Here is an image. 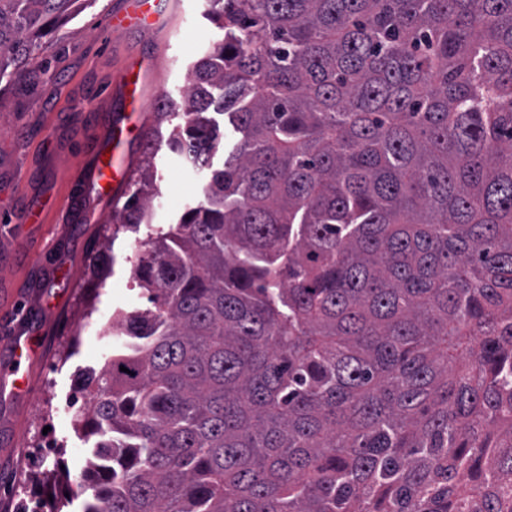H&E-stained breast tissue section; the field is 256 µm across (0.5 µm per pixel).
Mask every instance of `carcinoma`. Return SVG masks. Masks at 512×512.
Listing matches in <instances>:
<instances>
[{
	"mask_svg": "<svg viewBox=\"0 0 512 512\" xmlns=\"http://www.w3.org/2000/svg\"><path fill=\"white\" fill-rule=\"evenodd\" d=\"M75 2L0 0L1 78ZM208 4L201 199L81 377V512H512V0Z\"/></svg>",
	"mask_w": 512,
	"mask_h": 512,
	"instance_id": "cac0c4a2",
	"label": "carcinoma"
}]
</instances>
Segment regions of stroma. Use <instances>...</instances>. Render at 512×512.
<instances>
[{
	"label": "stroma",
	"mask_w": 512,
	"mask_h": 512,
	"mask_svg": "<svg viewBox=\"0 0 512 512\" xmlns=\"http://www.w3.org/2000/svg\"><path fill=\"white\" fill-rule=\"evenodd\" d=\"M120 2L78 0L70 17L52 22L38 42L48 68L34 70L24 83L0 82V512L20 504L26 512H48L41 479L53 466L65 475L61 504L79 512L86 496L80 474L90 453L74 426L89 409L77 377L102 368L110 356L112 340L102 331L114 312L148 305L128 260L134 240L176 223L200 194L199 173L162 142L146 225L102 235V224L122 207L110 199L97 202L94 216L78 224L68 223L61 209L79 192L88 130L125 112L113 93L123 66L137 53L148 59L144 115L148 126L167 133L172 123H156L154 106L176 101L190 66L212 40L214 28L202 17L206 0H162L166 12L156 30L104 34L103 17ZM192 33L197 39L190 44ZM41 195L56 200L43 223H15L17 207ZM45 303L53 306L51 315L19 322L20 313ZM88 315L94 330L78 333ZM16 323L31 349L17 366L5 335ZM19 373L30 383L24 394L14 389ZM68 401L74 407L63 421L54 409Z\"/></svg>",
	"instance_id": "35a3bbf8"
}]
</instances>
